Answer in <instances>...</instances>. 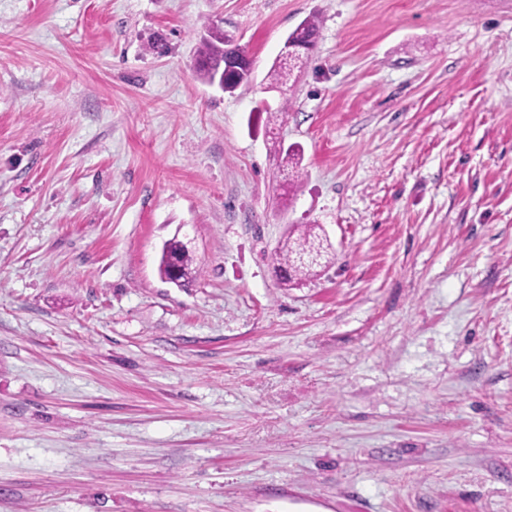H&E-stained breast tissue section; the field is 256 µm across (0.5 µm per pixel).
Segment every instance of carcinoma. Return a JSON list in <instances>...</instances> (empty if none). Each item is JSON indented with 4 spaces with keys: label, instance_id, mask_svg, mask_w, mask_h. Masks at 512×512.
Returning a JSON list of instances; mask_svg holds the SVG:
<instances>
[{
    "label": "carcinoma",
    "instance_id": "carcinoma-1",
    "mask_svg": "<svg viewBox=\"0 0 512 512\" xmlns=\"http://www.w3.org/2000/svg\"><path fill=\"white\" fill-rule=\"evenodd\" d=\"M242 54L244 50L234 43L231 36L223 29L213 27L202 37L196 58V70L200 78L207 84H213L224 71V58L231 54ZM283 154L282 164L291 170V181L301 176V150L295 147L279 148ZM318 226L310 224L298 235L288 237L274 251L273 265L284 272L283 284L309 276L322 266L328 256L331 245L324 241L322 234L317 232ZM179 261L181 282L186 283L192 277L194 256L187 244L175 238L165 243L162 252L159 273L162 278H169V257Z\"/></svg>",
    "mask_w": 512,
    "mask_h": 512
}]
</instances>
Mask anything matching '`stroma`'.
Listing matches in <instances>:
<instances>
[{
  "instance_id": "obj_1",
  "label": "stroma",
  "mask_w": 512,
  "mask_h": 512,
  "mask_svg": "<svg viewBox=\"0 0 512 512\" xmlns=\"http://www.w3.org/2000/svg\"><path fill=\"white\" fill-rule=\"evenodd\" d=\"M0 512H512V0H0ZM240 53L244 55L245 51L234 43L233 38L226 34L224 29L213 27L200 41L196 58L197 73L210 85L215 79L220 78L223 71L224 83L231 81L246 68V63L241 57L231 55ZM316 229L321 230L318 225H307L295 238L290 232L274 251L273 265L285 273L282 280L284 285L287 286L288 282L301 279L302 276H309L318 267H322L331 245L324 241V237ZM176 257L179 261V269L180 276L179 279L182 283L188 282L192 277L193 273V264H194V256L192 251L189 249L187 244L183 241L177 240V238H173L165 243L164 249L162 252L160 264H159V273L162 278L167 280L169 278V257Z\"/></svg>"
}]
</instances>
